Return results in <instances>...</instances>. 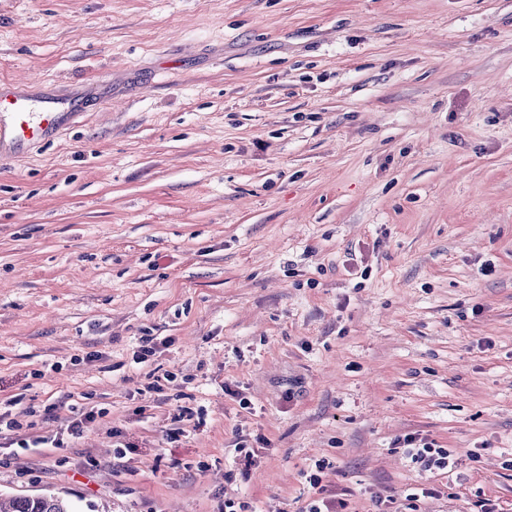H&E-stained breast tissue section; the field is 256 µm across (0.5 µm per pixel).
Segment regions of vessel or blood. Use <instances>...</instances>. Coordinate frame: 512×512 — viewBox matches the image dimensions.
I'll return each mask as SVG.
<instances>
[{"instance_id":"obj_1","label":"vessel or blood","mask_w":512,"mask_h":512,"mask_svg":"<svg viewBox=\"0 0 512 512\" xmlns=\"http://www.w3.org/2000/svg\"><path fill=\"white\" fill-rule=\"evenodd\" d=\"M66 124L57 98L0 88V159L43 143Z\"/></svg>"}]
</instances>
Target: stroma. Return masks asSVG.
<instances>
[{"label": "stroma", "mask_w": 512, "mask_h": 512, "mask_svg": "<svg viewBox=\"0 0 512 512\" xmlns=\"http://www.w3.org/2000/svg\"><path fill=\"white\" fill-rule=\"evenodd\" d=\"M0 81L86 98L0 162V411L106 412L0 493L512 512V0H0ZM409 448L408 455L411 462L424 470H447L450 465L449 453L447 448L439 447L434 440L428 441L426 438L408 436L404 439ZM419 444H416L417 442Z\"/></svg>", "instance_id": "stroma-1"}]
</instances>
